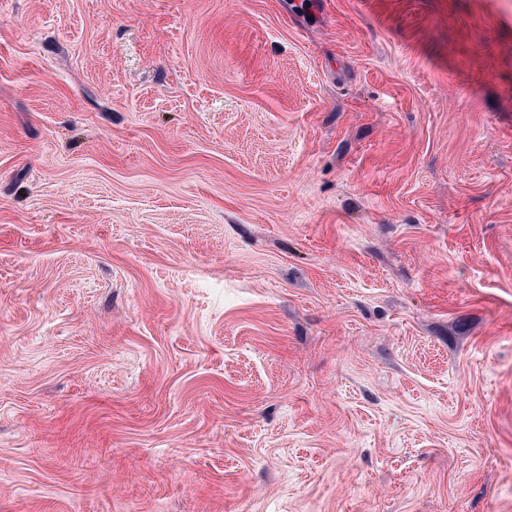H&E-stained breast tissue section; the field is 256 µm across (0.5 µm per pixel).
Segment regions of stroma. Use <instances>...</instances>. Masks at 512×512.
Wrapping results in <instances>:
<instances>
[{"instance_id":"1","label":"stroma","mask_w":512,"mask_h":512,"mask_svg":"<svg viewBox=\"0 0 512 512\" xmlns=\"http://www.w3.org/2000/svg\"><path fill=\"white\" fill-rule=\"evenodd\" d=\"M0 512H512V0H0Z\"/></svg>"}]
</instances>
